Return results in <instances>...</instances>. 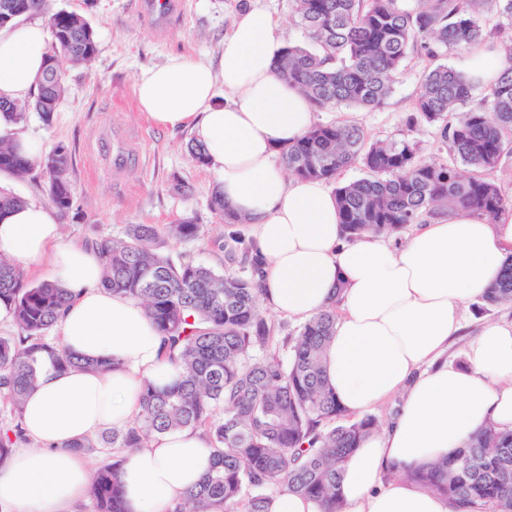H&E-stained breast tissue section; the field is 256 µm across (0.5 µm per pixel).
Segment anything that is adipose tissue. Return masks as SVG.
Wrapping results in <instances>:
<instances>
[{
	"mask_svg": "<svg viewBox=\"0 0 512 512\" xmlns=\"http://www.w3.org/2000/svg\"><path fill=\"white\" fill-rule=\"evenodd\" d=\"M49 41L41 22L0 31V97L19 101L35 92ZM282 47L268 12L244 10L224 37L221 70L171 56L137 75L138 108L164 130L192 127L222 175L225 207L254 226L275 311L305 319L339 300L326 354L338 400L365 412L402 394L396 417L364 438L345 466L344 512H457L407 481L381 486L377 478L390 467L448 456L487 424L512 430V324L485 325L468 348L466 369L441 361L461 329V306L490 287L512 253V220L456 211L418 225L399 245L384 235L343 245L336 200L323 182L287 178L276 162L316 121L312 103L276 71ZM0 254L67 288L73 302L59 324L63 346L112 364L108 372L43 374L22 415L34 446L0 462V506L66 512L92 477L70 442L125 425L143 383L164 385L177 373L142 306L101 288L98 253L63 243L54 208L31 203L1 217ZM208 461L207 440L190 429L127 452L129 512H169Z\"/></svg>",
	"mask_w": 512,
	"mask_h": 512,
	"instance_id": "ef3b65f1",
	"label": "adipose tissue"
}]
</instances>
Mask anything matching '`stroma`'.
<instances>
[{"instance_id":"35a3bbf8","label":"stroma","mask_w":512,"mask_h":512,"mask_svg":"<svg viewBox=\"0 0 512 512\" xmlns=\"http://www.w3.org/2000/svg\"><path fill=\"white\" fill-rule=\"evenodd\" d=\"M181 13L164 33H155L140 17L136 0H96L87 12L97 40L90 67L65 66V90L50 123L30 115L22 132L39 135L42 153L66 146L72 155L69 173L75 209L61 220L66 239L88 242L97 237L122 236L129 224H176L193 218L202 224V236L191 243H171L173 253L222 270L224 254L214 246L224 225L210 208L220 175L209 165L196 164L188 151L195 139L190 129L172 133L154 125L138 109L134 80L144 68L162 63L174 53L220 64L224 35L237 12L260 8L280 24L287 43L304 40L293 20L291 0H182ZM427 66L410 57L382 108L349 112L345 108L317 111L316 121L327 124L356 116L371 139L409 137L418 142L424 157L447 160L440 151L437 130L424 123L410 124V104ZM132 145L127 164L113 170V133ZM188 184L181 195L171 188L173 178ZM488 323H512V305L480 309L471 301L463 312L462 328L444 355L449 366L467 364V351Z\"/></svg>"}]
</instances>
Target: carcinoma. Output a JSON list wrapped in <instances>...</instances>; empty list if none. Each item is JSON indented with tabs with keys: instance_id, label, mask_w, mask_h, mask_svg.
<instances>
[{
	"instance_id": "1",
	"label": "carcinoma",
	"mask_w": 512,
	"mask_h": 512,
	"mask_svg": "<svg viewBox=\"0 0 512 512\" xmlns=\"http://www.w3.org/2000/svg\"><path fill=\"white\" fill-rule=\"evenodd\" d=\"M48 0H0V28L46 13ZM306 44H289L278 74L317 109H380L414 53L434 61L450 49L487 44L502 57L499 71L474 79L446 65L425 71L411 104V120L437 128L449 160L421 155L407 137L371 140L355 121L314 126L283 148L282 164L294 178L334 185L343 238L391 235L427 216L463 210L493 222L507 201L493 178L512 156V0H293ZM52 47L27 103L0 101V111L23 123L28 110L50 120L63 92L61 62L90 64L96 34L86 17L58 10L48 15ZM477 84L484 96L472 101ZM358 164L364 175L340 173ZM69 151L58 146L33 159L0 141V174L19 176L38 166L57 211L74 209ZM27 200L0 191V215ZM211 209L224 223H244L213 192ZM202 225L129 224L121 237L92 241L104 266L102 286L141 301L160 334L164 355L178 370L170 384L143 385L130 426L70 443L81 454L102 448H144L152 438L182 429L202 432L209 467L172 512H272L288 490L314 512H343L340 483L362 439L378 429L372 415L356 417L337 399L325 373V353L338 318L331 304L290 336L275 335L261 309L262 259L235 229L224 236V270L215 271L163 250L162 241L197 240ZM486 305L512 302V254L498 281L481 296ZM72 294L50 280L31 283L23 269L0 255V303L12 311L14 336H0V399L21 417L27 395L46 372L112 369V363L65 349L58 329ZM27 441L21 422L0 429V462ZM123 460L96 468L88 489L93 512H127ZM399 475L468 512H512V431L485 427L451 455Z\"/></svg>"
}]
</instances>
